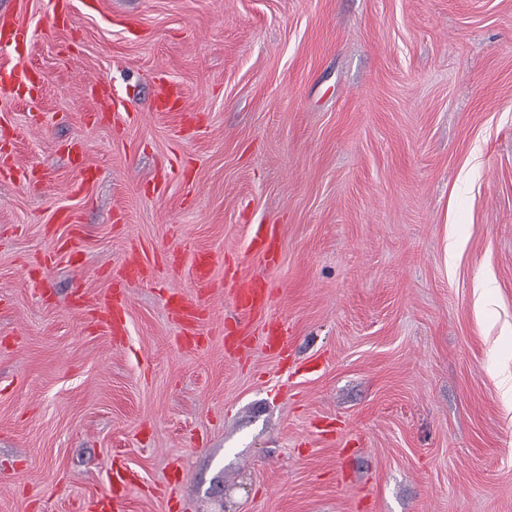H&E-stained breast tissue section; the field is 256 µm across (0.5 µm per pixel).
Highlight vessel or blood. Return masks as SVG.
Returning a JSON list of instances; mask_svg holds the SVG:
<instances>
[{"instance_id": "obj_1", "label": "vessel or blood", "mask_w": 512, "mask_h": 512, "mask_svg": "<svg viewBox=\"0 0 512 512\" xmlns=\"http://www.w3.org/2000/svg\"><path fill=\"white\" fill-rule=\"evenodd\" d=\"M30 43V30L26 25L0 21V46L10 45L16 51H23ZM41 79L34 67L26 63L16 64L8 75L0 76V88L17 93L32 92L39 88ZM72 166L77 169L76 191H83L97 177L95 168L87 165L82 151H75L71 157ZM279 233L276 225H253L250 246L267 264H275L279 258ZM190 272L196 287L208 290L213 288V269L217 259L211 253L190 252ZM150 272V261L139 252H129L121 265L119 277L108 293L91 309L90 315L97 326L112 340H123L128 332V303L126 290L136 282L145 281ZM238 311L243 315L238 345H250L259 341L270 351L280 354L288 350V331L281 325L273 324L263 330L253 329L251 319L264 310L270 298L268 282L251 278L234 291ZM166 308L169 316L187 328H195L200 315L199 305L189 302L182 294L171 293ZM106 489L91 499L88 512H124L126 492L137 479V473L126 464L110 463L106 471Z\"/></svg>"}]
</instances>
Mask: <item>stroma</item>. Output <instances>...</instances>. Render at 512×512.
I'll list each match as a JSON object with an SVG mask.
<instances>
[{
  "label": "stroma",
  "instance_id": "35a3bbf8",
  "mask_svg": "<svg viewBox=\"0 0 512 512\" xmlns=\"http://www.w3.org/2000/svg\"><path fill=\"white\" fill-rule=\"evenodd\" d=\"M86 2L59 30L49 0H0L42 76L0 95V150L37 174L0 184V512H86L117 451L126 512H512V0ZM159 77L193 124L155 111ZM188 246L219 257L212 291ZM134 247L153 276L116 343L87 307ZM239 276L272 288L253 324H287L290 381L222 342ZM173 292L205 304L199 348ZM71 165L78 170V181L75 183V190L82 192L97 178V169L85 163L81 146H76V151L74 153L72 152ZM279 233L275 224H255L250 235V246L268 265L277 264L279 258Z\"/></svg>",
  "mask_w": 512,
  "mask_h": 512
}]
</instances>
